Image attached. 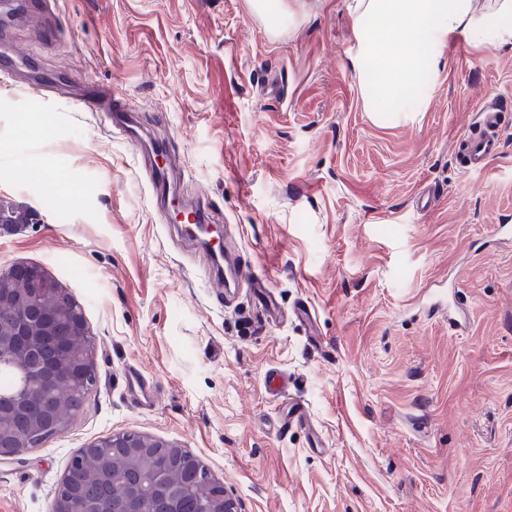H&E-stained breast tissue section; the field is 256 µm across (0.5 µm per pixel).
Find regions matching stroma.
Instances as JSON below:
<instances>
[{"mask_svg": "<svg viewBox=\"0 0 512 512\" xmlns=\"http://www.w3.org/2000/svg\"><path fill=\"white\" fill-rule=\"evenodd\" d=\"M287 2L274 29L250 0H58L8 26L33 55L0 70V200L35 218L0 235V270L74 296L97 372L65 433L0 459L24 512L116 432L188 448L239 512H512V45L451 41L426 112L382 126L343 0ZM97 84L218 213L234 295L153 192L154 155L86 102ZM489 101L501 149L468 173L455 142Z\"/></svg>", "mask_w": 512, "mask_h": 512, "instance_id": "obj_1", "label": "stroma"}]
</instances>
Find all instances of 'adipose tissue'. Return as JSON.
Listing matches in <instances>:
<instances>
[{
  "label": "adipose tissue",
  "mask_w": 512,
  "mask_h": 512,
  "mask_svg": "<svg viewBox=\"0 0 512 512\" xmlns=\"http://www.w3.org/2000/svg\"><path fill=\"white\" fill-rule=\"evenodd\" d=\"M355 47L345 59L360 78L366 111L388 102L413 120L426 111L455 38L512 44V0H348Z\"/></svg>",
  "instance_id": "1"
}]
</instances>
